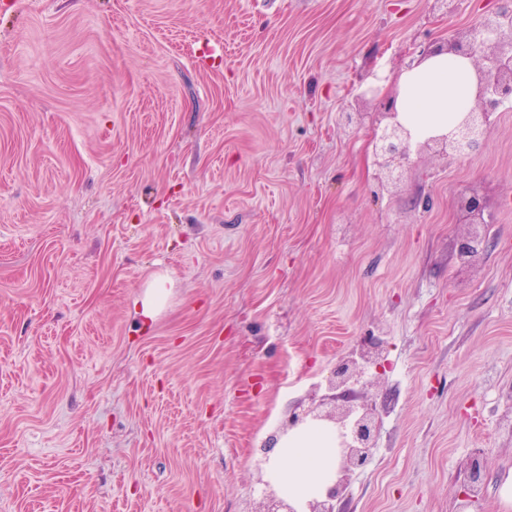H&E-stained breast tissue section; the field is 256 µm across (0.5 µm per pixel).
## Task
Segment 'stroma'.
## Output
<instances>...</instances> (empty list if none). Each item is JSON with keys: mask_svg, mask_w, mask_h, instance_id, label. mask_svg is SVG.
<instances>
[{"mask_svg": "<svg viewBox=\"0 0 512 512\" xmlns=\"http://www.w3.org/2000/svg\"><path fill=\"white\" fill-rule=\"evenodd\" d=\"M503 4L0 0V512H257L343 360L342 512H512V104L395 184L372 148L417 44ZM167 279L162 275L155 276L148 284L147 291L137 303L141 314L145 319H150L156 315L161 305V298L165 293ZM352 412L353 409L349 406L340 416H336L335 412L317 410H311L301 415L293 413L288 418L286 429H294L305 424L309 416L311 420L334 421L340 428L341 441L338 449L346 465L343 472H346L351 468L361 467L367 462L373 441V429L369 413L366 411L347 424L346 420Z\"/></svg>", "mask_w": 512, "mask_h": 512, "instance_id": "35a3bbf8", "label": "stroma"}]
</instances>
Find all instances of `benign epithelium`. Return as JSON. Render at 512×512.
I'll use <instances>...</instances> for the list:
<instances>
[{"label": "benign epithelium", "mask_w": 512, "mask_h": 512, "mask_svg": "<svg viewBox=\"0 0 512 512\" xmlns=\"http://www.w3.org/2000/svg\"><path fill=\"white\" fill-rule=\"evenodd\" d=\"M446 50L474 60L477 81L475 106L453 130L429 138L424 145L432 143L442 150L465 156L488 139L496 112L512 102V8L500 7L482 14L471 29L449 41ZM383 115L387 122L374 135L373 151L379 167L386 171L390 180L397 181L410 155L411 133L398 120L395 98L391 97L384 103ZM464 210L469 216V223H484V208L478 197L466 198ZM352 412L349 406L339 416L331 411L317 410L301 415L295 413L289 416L286 428H297L308 418L331 420L338 424L341 437L339 453L344 459V470L348 471L367 462L373 441L369 413L348 424L346 420ZM344 481L345 477H340L322 499L308 503V512H336V498ZM261 512H299V509L271 489L265 495Z\"/></svg>", "instance_id": "obj_1"}]
</instances>
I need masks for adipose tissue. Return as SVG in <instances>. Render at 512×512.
<instances>
[{
	"mask_svg": "<svg viewBox=\"0 0 512 512\" xmlns=\"http://www.w3.org/2000/svg\"><path fill=\"white\" fill-rule=\"evenodd\" d=\"M476 75L470 59L438 51L400 74L396 110L414 141L448 132L475 103ZM337 468L336 431L318 422L283 436L270 456L267 479L299 507L321 498Z\"/></svg>",
	"mask_w": 512,
	"mask_h": 512,
	"instance_id": "obj_1",
	"label": "adipose tissue"
}]
</instances>
